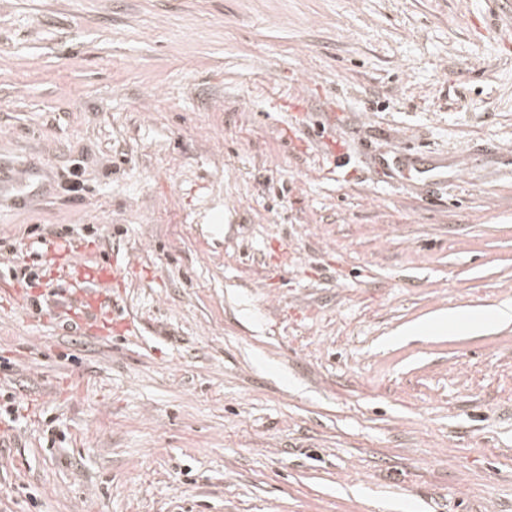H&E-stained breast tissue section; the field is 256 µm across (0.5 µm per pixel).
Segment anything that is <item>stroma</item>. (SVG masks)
Here are the masks:
<instances>
[{
  "label": "stroma",
  "instance_id": "obj_1",
  "mask_svg": "<svg viewBox=\"0 0 512 512\" xmlns=\"http://www.w3.org/2000/svg\"><path fill=\"white\" fill-rule=\"evenodd\" d=\"M1 238L0 512H512V0H0ZM60 277L68 280L76 279L81 285L80 305L85 317L102 323L112 319L113 328L112 311L99 305L96 287L111 281L116 283L123 281L124 270L118 265L114 256L112 259L84 261L72 265L71 268H63L60 271ZM457 318L466 330L477 332L488 324L507 325L512 322V314L508 310L488 309L482 312L460 313Z\"/></svg>",
  "mask_w": 512,
  "mask_h": 512
}]
</instances>
